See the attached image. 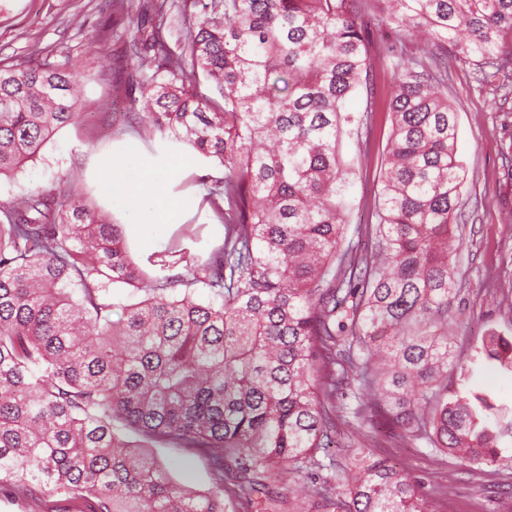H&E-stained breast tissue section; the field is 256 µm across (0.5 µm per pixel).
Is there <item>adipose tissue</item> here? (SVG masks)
<instances>
[{"mask_svg": "<svg viewBox=\"0 0 512 512\" xmlns=\"http://www.w3.org/2000/svg\"><path fill=\"white\" fill-rule=\"evenodd\" d=\"M188 166L187 157L176 156L165 168L150 170L133 159L130 152H119L104 163L101 182L134 223L177 224L181 222L188 202L168 194L167 177L169 172L182 171Z\"/></svg>", "mask_w": 512, "mask_h": 512, "instance_id": "adipose-tissue-1", "label": "adipose tissue"}]
</instances>
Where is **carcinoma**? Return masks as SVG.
I'll use <instances>...</instances> for the list:
<instances>
[{
	"mask_svg": "<svg viewBox=\"0 0 512 512\" xmlns=\"http://www.w3.org/2000/svg\"><path fill=\"white\" fill-rule=\"evenodd\" d=\"M148 35L127 0L113 22L136 25L141 111L162 136L223 168L193 174L201 206L224 225L206 258L182 246L136 263L123 227L74 185L0 205V484L63 490L97 512H224V463L247 497L275 467L328 474L305 489L332 512H435L415 482L349 447L353 466L312 456L357 383L347 422L373 418L457 459L512 467V406L472 385L475 365L512 374V339L492 331L470 364L454 361L448 318L461 177L448 60L492 69L512 93V0H211L180 53L163 31L182 13L146 0ZM377 11L420 55H402L387 96L370 66L364 16ZM221 100L197 93L198 77ZM72 57L0 66V176H11L78 116ZM366 93L363 112L347 109ZM391 127L373 224L347 243L344 136L362 144L375 104ZM175 264L185 273L164 271ZM124 283L138 301H114ZM205 289L202 300L197 291ZM194 448L215 486L176 484L143 441Z\"/></svg>",
	"mask_w": 512,
	"mask_h": 512,
	"instance_id": "cac0c4a2",
	"label": "carcinoma"
}]
</instances>
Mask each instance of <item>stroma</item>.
Instances as JSON below:
<instances>
[{
  "mask_svg": "<svg viewBox=\"0 0 512 512\" xmlns=\"http://www.w3.org/2000/svg\"><path fill=\"white\" fill-rule=\"evenodd\" d=\"M103 20L98 0H0V65L31 60L36 47L64 50L83 62L78 81L80 118L57 131L19 173L0 179V204L61 181L75 184L93 205L124 225L129 251L143 264L149 256L168 249L178 226L132 223L103 189L100 166L112 153L128 147L142 160L150 159L154 147L170 155L180 148L159 139L146 145L138 125L125 121V113L141 96L130 48L133 33L127 30L97 39ZM369 28L379 50L373 59L377 75L386 88H394L393 60L384 55V48L395 44L409 55L418 49L411 41L396 39L393 28L380 21H370ZM448 97L457 108L460 210L466 217L457 223L451 239L460 292L450 326L454 358L465 364L488 331L512 337V99H503L477 66L462 63L448 70ZM389 128V121L380 116L369 145L348 136L343 139V156L355 168L344 190L350 225L372 219ZM185 174L174 173L167 190L172 196L191 198L183 222L198 225L199 233L184 245L190 253L204 256L222 245L224 227L202 208L203 186L182 187ZM359 448L406 473L437 512H512V469L486 465L481 481H473L456 460L378 419L360 437ZM153 451L169 464L177 484L212 486L210 465L194 449L157 444ZM238 470L233 462L224 467V512H288V494L314 478L307 470L298 474L283 470L269 482L271 491L278 494L276 500L258 492L245 500L236 493ZM95 508L94 500L56 490L43 491L35 505L11 484L0 485V512H94Z\"/></svg>",
  "mask_w": 512,
  "mask_h": 512,
  "instance_id": "1",
  "label": "stroma"
}]
</instances>
